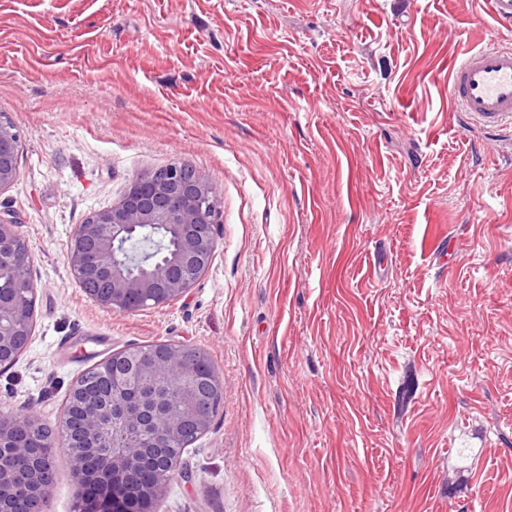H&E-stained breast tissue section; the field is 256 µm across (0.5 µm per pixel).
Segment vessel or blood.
<instances>
[{"label":"vessel or blood","mask_w":512,"mask_h":512,"mask_svg":"<svg viewBox=\"0 0 512 512\" xmlns=\"http://www.w3.org/2000/svg\"><path fill=\"white\" fill-rule=\"evenodd\" d=\"M448 100L486 130H512V48L472 49L448 66Z\"/></svg>","instance_id":"1"}]
</instances>
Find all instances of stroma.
Segmentation results:
<instances>
[{
	"label": "stroma",
	"mask_w": 512,
	"mask_h": 512,
	"mask_svg": "<svg viewBox=\"0 0 512 512\" xmlns=\"http://www.w3.org/2000/svg\"><path fill=\"white\" fill-rule=\"evenodd\" d=\"M493 45L485 0H0L36 284L0 410L55 426L113 350L190 344L224 405L157 512H512V153L445 68ZM172 162L220 197L210 267L97 306L75 225Z\"/></svg>",
	"instance_id": "1"
}]
</instances>
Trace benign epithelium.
Returning a JSON list of instances; mask_svg holds the SVG:
<instances>
[{"instance_id":"7a95c632","label":"benign epithelium","mask_w":512,"mask_h":512,"mask_svg":"<svg viewBox=\"0 0 512 512\" xmlns=\"http://www.w3.org/2000/svg\"><path fill=\"white\" fill-rule=\"evenodd\" d=\"M18 158L17 134L0 123V192L18 177ZM188 169L186 164H169L140 174L116 203L92 212L74 227L67 252L70 273L98 306L134 312L167 305L182 297L209 268L216 250V191L202 176H189ZM16 224L13 215H0V268L9 266L22 288L34 292L32 253L28 250L21 257L13 248ZM153 224L174 228L179 247L164 262L134 273L118 260V251L134 229ZM25 315L15 301L0 296L1 364L14 363L26 347L19 338L33 335V327L23 321ZM202 356L198 348L162 343L154 347L153 361L144 363L132 349H118L97 363V379L109 384L119 380L129 388L146 374L159 386L181 375L195 384L193 363ZM213 415L214 410L191 398L167 413L148 410L138 419L133 415L115 419L112 405L105 401L84 407L77 422L62 413L49 432L66 447L82 512H112L113 499L87 497L88 453H97L102 461L95 480L123 482L133 475L144 448L170 447L190 433L197 440L210 430ZM37 428L44 430L46 425L33 415L0 413V446H11V456L0 458V512H47L49 496L39 481L40 468L20 464L29 449L14 435L16 430Z\"/></svg>"}]
</instances>
